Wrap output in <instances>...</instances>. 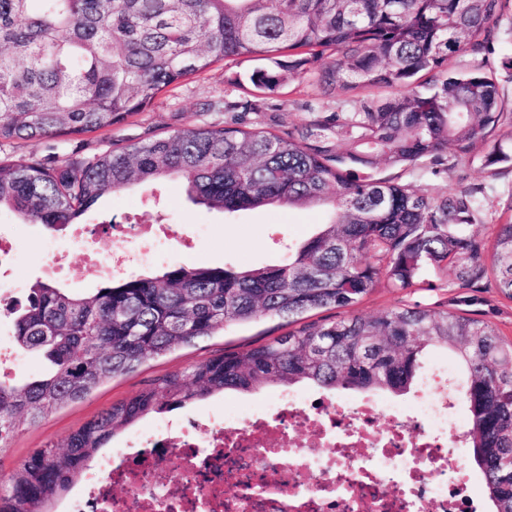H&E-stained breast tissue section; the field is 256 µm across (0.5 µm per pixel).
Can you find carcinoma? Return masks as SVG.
Returning a JSON list of instances; mask_svg holds the SVG:
<instances>
[{
  "label": "carcinoma",
  "mask_w": 512,
  "mask_h": 512,
  "mask_svg": "<svg viewBox=\"0 0 512 512\" xmlns=\"http://www.w3.org/2000/svg\"><path fill=\"white\" fill-rule=\"evenodd\" d=\"M509 0H0V142L77 137L124 122L159 93L220 60L260 57L279 71L251 82L274 91L299 74L354 112H318L279 134L263 128L183 129L148 143L61 165L31 156L0 159V209L56 231L103 196L144 180L179 179L195 204L225 213L269 205L332 206L322 230L257 269L180 265L152 275L110 277L92 295L44 282L15 315L22 353L49 371L22 386L0 379V449L23 422L145 360L262 317L293 319L348 309L384 280L412 288L429 267L449 268L461 288L492 276L512 300V220L475 224L478 188L433 199L359 175L384 160L454 165L504 159L492 145L504 113L492 75L445 67L480 53ZM293 53L288 65L279 62ZM330 54L332 61L316 69ZM453 351L466 372L464 441L485 480L491 512H512V341L468 310L395 307L307 323L272 341L228 352L112 405L72 434L66 452L40 448L0 480V512H44L117 432L225 390L313 384L329 391L407 394L429 348Z\"/></svg>",
  "instance_id": "1"
}]
</instances>
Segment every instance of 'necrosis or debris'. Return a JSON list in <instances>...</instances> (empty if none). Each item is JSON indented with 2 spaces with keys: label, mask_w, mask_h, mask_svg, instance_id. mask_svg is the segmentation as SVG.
Masks as SVG:
<instances>
[{
  "label": "necrosis or debris",
  "mask_w": 512,
  "mask_h": 512,
  "mask_svg": "<svg viewBox=\"0 0 512 512\" xmlns=\"http://www.w3.org/2000/svg\"><path fill=\"white\" fill-rule=\"evenodd\" d=\"M449 380L430 371L410 406L289 389L251 414L157 421L55 512H487Z\"/></svg>",
  "instance_id": "4bbe7bcc"
}]
</instances>
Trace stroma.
I'll return each instance as SVG.
<instances>
[{"label":"stroma","instance_id":"1","mask_svg":"<svg viewBox=\"0 0 512 512\" xmlns=\"http://www.w3.org/2000/svg\"><path fill=\"white\" fill-rule=\"evenodd\" d=\"M498 27L500 33L482 59L498 82L505 111L512 112V0L503 9ZM267 66V61L257 58L217 62L207 72L163 91L151 106L120 124L73 139L0 142V157L19 159L34 154L60 160L77 148L83 155L92 156L115 147L146 143L180 129L233 122L282 133L308 123L313 111H339L336 98L323 93L306 76L289 80L274 95L256 90L250 77ZM228 101L246 102L250 108L245 112H228L224 109ZM373 174L408 185L430 198L444 197L461 188L480 187L485 196L480 223L512 220V159L491 166L477 162L454 170L425 159L407 171L383 161ZM327 221L326 210L317 207H267L227 215L193 204L179 181L168 180L139 184L104 196L84 213L79 222L93 230L96 238L94 250L89 253L70 234L23 223L4 209L0 211V236L15 241L17 258L12 274L0 279V286L11 289L13 297L19 299L26 298L29 287L38 281L82 294L95 293L105 285L102 264L110 250L124 245L122 238L107 232L110 224H169L178 235L192 239L191 249L171 247L159 259L139 262L134 272L140 275L181 264H231L239 268L275 264L284 257L285 240H304ZM55 252L62 254L67 271L50 277L46 269L50 254ZM423 278V284L406 289L379 284L354 307V314L373 316L403 304L439 310L451 307L464 294L463 289L454 285L452 272L429 269ZM474 293L481 299L476 313L486 315L505 339L512 340V300L501 296L489 277L479 282ZM288 330L287 321L277 318L229 325L212 336L152 358L131 373L104 382L84 399L62 405L36 425L21 426L9 447L0 450V478L9 477L36 449L49 445L63 448L68 437L85 423L113 404L135 396L158 378L189 371L198 363L226 352L269 342ZM270 396L267 389L248 394L228 391L173 410L172 415L182 418L233 411Z\"/></svg>","mask_w":512,"mask_h":512}]
</instances>
